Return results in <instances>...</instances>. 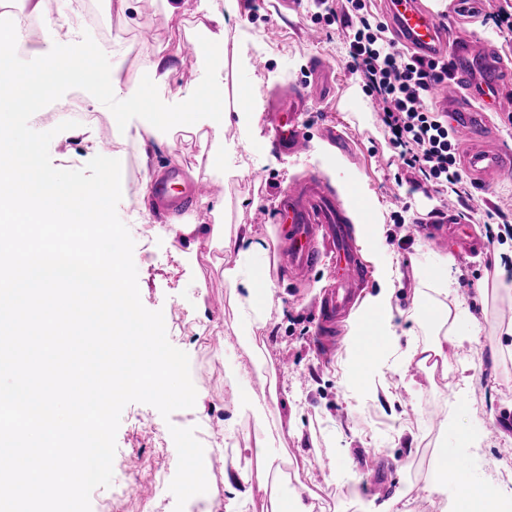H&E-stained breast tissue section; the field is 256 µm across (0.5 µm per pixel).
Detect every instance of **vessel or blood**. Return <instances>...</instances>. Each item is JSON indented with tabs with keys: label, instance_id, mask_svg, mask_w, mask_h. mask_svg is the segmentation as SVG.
I'll return each instance as SVG.
<instances>
[{
	"label": "vessel or blood",
	"instance_id": "vessel-or-blood-1",
	"mask_svg": "<svg viewBox=\"0 0 512 512\" xmlns=\"http://www.w3.org/2000/svg\"><path fill=\"white\" fill-rule=\"evenodd\" d=\"M383 2L400 43L425 58L445 56L451 61L450 75L432 83L430 97L438 111H452L454 134L463 147L468 172L484 184L511 176L512 157L485 147L486 132L482 122L487 113L511 111L512 98L503 93L498 81L492 80L482 87L477 105L462 107L458 104L469 84L467 64L479 54L476 39L447 44L441 17L421 0ZM335 68L332 60H317L307 80L278 92L269 101L265 110L268 132L273 144L286 155L299 156L310 150L311 138L304 129L302 117L310 105L329 96L330 78ZM209 192L207 182L188 177L174 166L156 180L154 201L159 210L178 216L189 211L196 199ZM279 221L287 225L288 236L278 258L293 276L300 278L313 271L320 262L323 246L333 248L335 269L318 308L322 327L319 345L328 352L339 349L337 325L353 306L369 276L368 266L351 238L352 217L341 205L337 193L319 175L308 174L284 191ZM433 221L429 233L434 239H442V227L449 224L453 227L458 251H470L469 236L463 229L465 219L457 200L446 199Z\"/></svg>",
	"mask_w": 512,
	"mask_h": 512
}]
</instances>
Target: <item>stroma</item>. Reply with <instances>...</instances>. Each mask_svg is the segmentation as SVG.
Returning <instances> with one entry per match:
<instances>
[{"instance_id":"1","label":"stroma","mask_w":512,"mask_h":512,"mask_svg":"<svg viewBox=\"0 0 512 512\" xmlns=\"http://www.w3.org/2000/svg\"><path fill=\"white\" fill-rule=\"evenodd\" d=\"M277 0H238L236 13L224 11V0H43V13L35 19L31 41L54 44L49 19L67 15L76 32H89L120 68L125 89L146 99L157 98L178 108L189 90L212 83L223 84L234 95L240 81H247L258 102L275 91L307 77L314 59L335 60L333 95L311 106L304 117L312 138L307 156H281L270 143L263 126H256L249 149L227 156L224 165L241 167V175L225 176L224 165L212 160L213 140L209 127L157 129L148 148H141L130 130L119 131L110 110L89 93L73 89L67 99L83 100L98 113V140L110 141L124 155L122 199L119 218L135 242L133 260L143 305L162 311L167 337L189 356L190 375L197 391L194 408L178 410L163 418L152 406L128 404L122 411L116 435L113 481L95 489L92 512H174L175 498L161 473L175 475L178 454L170 426L191 427L204 447V466L209 489L206 494L215 512H265L259 488L262 475L249 453L255 428L251 415L241 413L237 392L229 382L239 364L248 362L247 351L233 325L235 314L223 271L234 253L213 244L205 227L222 220L229 228L252 225L267 236L270 251H278L272 225L255 220L257 209L275 212L282 192L295 178L313 172L327 178L346 207L353 197L367 191L378 203L384 233L375 251L364 253L368 264L383 261L398 268L400 277L391 298L396 343L382 375L365 393H358L345 350L326 356L315 346L318 320L316 303L328 286L333 257L325 255L308 280L295 282L286 268L272 265L270 276L279 298L269 313L266 332L257 337L262 374H247L241 384L254 392L276 388L278 404L265 413V426L275 434L272 454L288 461L293 483L290 497L323 507L324 512H442L447 494L437 491L414 499L417 485L427 484L430 469L425 453L430 448L458 445L457 430L444 421L457 413L458 428L479 430L495 420L497 429L484 448L465 449L476 479L490 480L499 488L512 485V456L501 453L512 445V301H481L477 289L492 287L505 276L499 264L498 244L454 261L448 305L459 325L473 331L472 340L449 344L448 367L442 371L420 370L408 363L409 348L433 341V327L417 311L422 300L420 278L439 267L448 250L427 239L421 227L437 211L443 196L433 182L402 166L398 151L389 142L380 114L362 92V81L347 61L345 37L349 18L342 0H335V16H327L317 0H294L286 9ZM503 0H476L470 13L449 26V37L468 34L486 42L490 65L504 72V90L512 95V40L504 39L490 18ZM280 30L278 39L266 37L270 26ZM320 27V42H307L306 26ZM222 33L228 51L249 59L247 68L233 64L221 68L201 60L185 63L181 43L200 33ZM162 56L174 71L157 82L145 68L147 59ZM334 127L347 143L336 150L322 138L325 127ZM55 167L83 168L96 154L84 143L79 129L56 132L49 147ZM337 154L345 173L331 177L326 164ZM181 165L191 177L211 186V197L222 198L224 211L214 218L204 200L193 209L202 226L188 238L195 252L185 263L168 235L169 221L154 210H144L138 198L145 174ZM467 230L485 238V214L499 209L512 223V177L488 187L466 181L461 199ZM469 368L475 386L465 400H458L455 385L462 368ZM297 419L290 431L289 419ZM386 474L388 489L370 495L367 480Z\"/></svg>"}]
</instances>
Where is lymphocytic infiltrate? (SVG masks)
Returning <instances> with one entry per match:
<instances>
[{"label": "lymphocytic infiltrate", "instance_id": "lymphocytic-infiltrate-1", "mask_svg": "<svg viewBox=\"0 0 512 512\" xmlns=\"http://www.w3.org/2000/svg\"><path fill=\"white\" fill-rule=\"evenodd\" d=\"M352 6L360 17L349 35V66L379 101L382 121L404 165L428 175L437 186L461 185L451 125L429 99L431 80L447 72V61L428 60L401 48L386 37L384 25H371L362 16L361 0H353Z\"/></svg>", "mask_w": 512, "mask_h": 512}]
</instances>
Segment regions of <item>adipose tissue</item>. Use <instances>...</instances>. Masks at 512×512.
Wrapping results in <instances>:
<instances>
[{
	"instance_id": "obj_1",
	"label": "adipose tissue",
	"mask_w": 512,
	"mask_h": 512,
	"mask_svg": "<svg viewBox=\"0 0 512 512\" xmlns=\"http://www.w3.org/2000/svg\"><path fill=\"white\" fill-rule=\"evenodd\" d=\"M125 99L128 108L145 115L142 130L137 135L141 142L149 139L159 125L186 119L210 127L216 143L221 145L226 121L236 119L239 128L248 133L253 131L257 121V113L250 104L251 95L246 90L240 91L234 104L230 105L224 101L223 88L212 86L190 94L176 112L167 111L165 104L156 99L145 101L131 93L126 94ZM212 239L237 254L234 263L224 268V284L236 301L243 334L254 335L255 331L266 328V313L276 294L269 276L268 243L252 228L231 234L220 224L213 226ZM452 264V259H445L436 272L423 277L422 284L430 293L426 309L433 319L436 337L431 344L409 351V361L420 368L431 361H447L445 336H453L460 342L469 337L460 326L448 324V268ZM375 278L378 291L354 314L345 340L347 351L355 357L362 376L369 380L381 374L394 341L391 297L398 273L391 264L380 263L375 267ZM443 484L453 491L449 512H512V492L473 482L469 476L460 473L455 453L448 451L443 452L435 463L430 488L435 491Z\"/></svg>"
}]
</instances>
